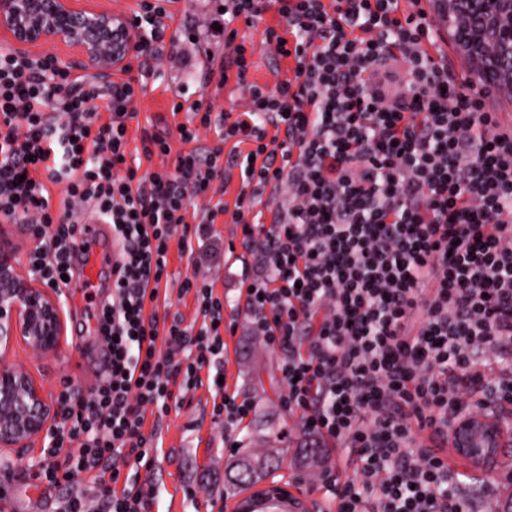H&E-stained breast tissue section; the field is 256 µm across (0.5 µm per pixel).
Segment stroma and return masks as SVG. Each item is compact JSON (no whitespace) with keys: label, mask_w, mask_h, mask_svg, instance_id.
Instances as JSON below:
<instances>
[{"label":"stroma","mask_w":512,"mask_h":512,"mask_svg":"<svg viewBox=\"0 0 512 512\" xmlns=\"http://www.w3.org/2000/svg\"><path fill=\"white\" fill-rule=\"evenodd\" d=\"M217 6L218 0H180L183 23L175 34L174 49L182 63L174 69L157 66L155 75L146 79L140 95V121L169 116L174 90H182L187 97L201 96L203 87L198 77L206 56L224 45L223 32L203 23ZM212 236L221 252L211 262L207 276L214 294L231 301L238 294L243 267L232 261L227 247L229 242L240 241L241 230L226 220L214 224ZM98 269L95 287L68 292L60 299L65 329L56 354L40 356L20 344L11 351V361L28 369L52 395L68 388L88 391L102 373L103 352L94 338L90 310L106 299L110 290L108 266L102 263ZM237 322L236 333L224 337V392L251 401L253 410L234 433L228 434L212 415L215 392L211 383H204L190 401L171 402L160 428L155 465L139 473L140 478L150 479L160 488L157 512H231L237 488L228 470L241 448L267 444L282 449L281 472L291 477L345 470L346 457L339 452L322 462L305 458L297 418L283 404L287 388L279 356L249 332L245 317H238ZM42 448V443H35L22 456L13 449L0 448V459L10 466L8 475L0 476V494L7 500L9 512H53L55 501L62 496V489L41 484L32 476ZM448 467L474 512H502L512 498V484L483 477L454 459L449 460Z\"/></svg>","instance_id":"obj_1"}]
</instances>
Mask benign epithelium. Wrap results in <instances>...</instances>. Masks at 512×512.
<instances>
[{
	"label": "benign epithelium",
	"instance_id": "1",
	"mask_svg": "<svg viewBox=\"0 0 512 512\" xmlns=\"http://www.w3.org/2000/svg\"><path fill=\"white\" fill-rule=\"evenodd\" d=\"M83 0H0V41L22 57H50L51 66L108 81L135 53L140 33L133 16ZM442 34L470 65L473 84L512 94V0H434ZM62 307L50 289L20 274L12 247L0 237V447L18 453L48 433L57 404L23 366L9 361L16 342L49 355L63 336ZM451 447L493 478L506 476L501 457L512 447V417L485 406L464 411L451 430ZM314 473L288 480L246 482L234 512H265L294 500Z\"/></svg>",
	"mask_w": 512,
	"mask_h": 512
}]
</instances>
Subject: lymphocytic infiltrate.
I'll return each instance as SVG.
<instances>
[{"mask_svg": "<svg viewBox=\"0 0 512 512\" xmlns=\"http://www.w3.org/2000/svg\"><path fill=\"white\" fill-rule=\"evenodd\" d=\"M224 45L193 104L142 129L129 163L144 68L120 81L49 70L0 47V220L32 227L29 273L62 292L81 208L112 226L122 260L112 299L92 313L108 364L88 393L62 391L35 476L65 488L54 512H153L154 465L172 395L223 376L224 302L194 245L226 213L263 274L243 276L236 308L281 356L285 402L308 444L343 448L351 477L329 481L336 512H472L444 453L458 416L490 388L512 404V128L460 83L423 7L399 0H222ZM260 43L239 40L236 21ZM137 55L165 49L174 14L138 0ZM291 60L274 85L250 82L257 47ZM391 60L396 86L378 79ZM247 95L215 105L229 83ZM108 119H101V112ZM218 143L203 146L208 132ZM62 187V208L52 204ZM274 198L260 211L264 197ZM203 209L189 212L192 201ZM194 270L193 323L168 294L171 247Z\"/></svg>", "mask_w": 512, "mask_h": 512, "instance_id": "lymphocytic-infiltrate-1", "label": "lymphocytic infiltrate"}]
</instances>
